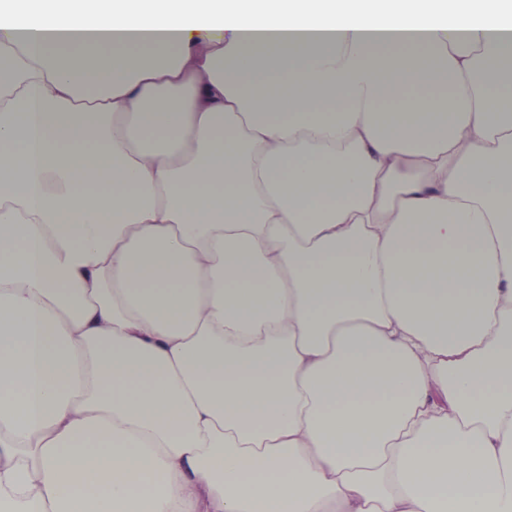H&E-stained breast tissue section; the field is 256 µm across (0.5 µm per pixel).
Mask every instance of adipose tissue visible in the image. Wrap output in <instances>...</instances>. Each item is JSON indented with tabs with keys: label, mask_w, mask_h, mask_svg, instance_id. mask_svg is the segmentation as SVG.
Here are the masks:
<instances>
[{
	"label": "adipose tissue",
	"mask_w": 512,
	"mask_h": 512,
	"mask_svg": "<svg viewBox=\"0 0 512 512\" xmlns=\"http://www.w3.org/2000/svg\"><path fill=\"white\" fill-rule=\"evenodd\" d=\"M510 71L512 0H12L0 512H512Z\"/></svg>",
	"instance_id": "adipose-tissue-1"
}]
</instances>
